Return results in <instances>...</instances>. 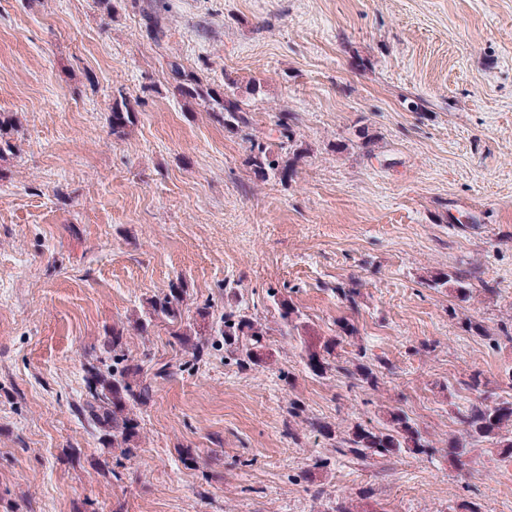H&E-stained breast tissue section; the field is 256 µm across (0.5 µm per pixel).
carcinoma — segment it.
<instances>
[{"label": "carcinoma", "mask_w": 512, "mask_h": 512, "mask_svg": "<svg viewBox=\"0 0 512 512\" xmlns=\"http://www.w3.org/2000/svg\"><path fill=\"white\" fill-rule=\"evenodd\" d=\"M174 72L178 79L177 89L182 96L219 109L224 113V125L238 127L249 123L247 109L235 96L216 94L194 73L178 67ZM134 112V106L127 99L112 106L110 125L113 135L121 137L125 134ZM14 127L12 118L0 115V155L12 150L10 135ZM298 159L296 149L292 151V157L283 161L270 147L258 141L252 143L247 163L262 178L273 172L285 180ZM450 280L456 283L458 297L463 301L468 299L471 283L469 277L462 273L452 279L444 273L434 279L433 284L444 286ZM185 295L184 282L171 283L167 292L150 302L149 319L175 323L181 317ZM279 317L281 335L289 336L292 331L299 329L298 310L284 300L279 302ZM339 329V334L305 347L307 368L318 377L334 371L350 380L376 385V377L369 365L358 363L350 369L336 360V348L343 342V337L354 334V327L347 322L340 323ZM267 334L268 327L246 313L234 310L224 312L219 335L224 337L225 349L238 356V361L250 365L260 360L259 349ZM172 336L181 346L192 350V356L196 359L208 347L207 340L193 339L190 329L186 327L172 331ZM105 353L110 355L112 363L97 357L84 364L87 388L85 416L92 426L103 432L112 449L120 451L123 457H130L134 454L133 442L138 433V421L132 408L147 403L153 392L152 378L167 374V367L159 368L151 378L144 374L140 364L130 361L125 352L123 331L118 329L112 330V336L105 341ZM464 385L478 396L457 412L460 436L449 444L451 455L457 458L462 456L469 443L488 442L497 448L500 455L512 458V397L490 401L479 395L481 382L477 373L471 374ZM312 428L325 437H336V453L351 460L390 458L406 450L423 454L428 448L418 427L400 410L388 412L386 424L377 429L356 424L336 432L320 423L312 424Z\"/></svg>", "instance_id": "obj_1"}]
</instances>
